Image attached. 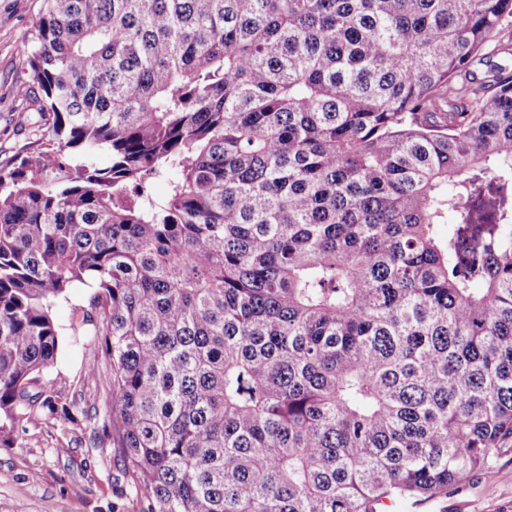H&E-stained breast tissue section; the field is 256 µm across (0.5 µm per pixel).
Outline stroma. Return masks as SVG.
Returning <instances> with one entry per match:
<instances>
[{"mask_svg":"<svg viewBox=\"0 0 512 512\" xmlns=\"http://www.w3.org/2000/svg\"><path fill=\"white\" fill-rule=\"evenodd\" d=\"M43 0H0V169L12 173L41 158L50 120L36 101L13 90L31 83L27 59ZM88 288L75 286L53 309L62 346L42 377L50 395L70 404V417L33 413L13 446H0V512H148L151 498L128 468L118 432L108 425L112 398L103 376L110 362L93 327L73 330ZM97 371H90V364ZM454 493L396 512H512V453L494 460Z\"/></svg>","mask_w":512,"mask_h":512,"instance_id":"obj_1","label":"stroma"}]
</instances>
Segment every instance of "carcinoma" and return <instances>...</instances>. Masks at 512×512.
Here are the masks:
<instances>
[{
	"label": "carcinoma",
	"instance_id": "carcinoma-1",
	"mask_svg": "<svg viewBox=\"0 0 512 512\" xmlns=\"http://www.w3.org/2000/svg\"><path fill=\"white\" fill-rule=\"evenodd\" d=\"M511 17L44 0L17 93L47 159L0 174V444L69 413L30 387L81 284L151 512H386L511 453Z\"/></svg>",
	"mask_w": 512,
	"mask_h": 512
}]
</instances>
